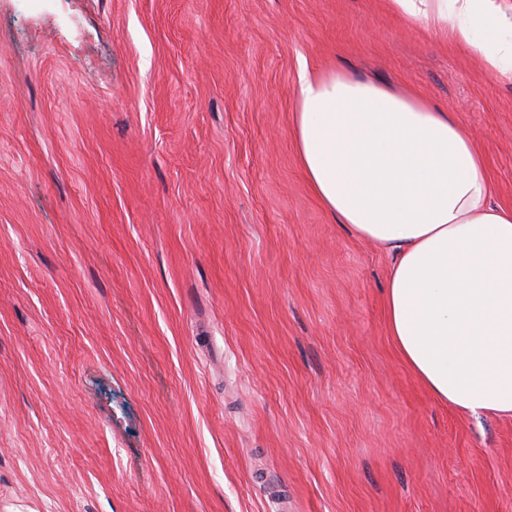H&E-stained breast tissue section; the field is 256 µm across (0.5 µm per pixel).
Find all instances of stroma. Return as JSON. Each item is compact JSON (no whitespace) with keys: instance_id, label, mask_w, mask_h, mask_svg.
Masks as SVG:
<instances>
[{"instance_id":"1","label":"stroma","mask_w":512,"mask_h":512,"mask_svg":"<svg viewBox=\"0 0 512 512\" xmlns=\"http://www.w3.org/2000/svg\"><path fill=\"white\" fill-rule=\"evenodd\" d=\"M414 93L512 209V82L386 0H0V512H512L391 263L300 168L301 70Z\"/></svg>"}]
</instances>
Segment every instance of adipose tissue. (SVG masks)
<instances>
[{
	"label": "adipose tissue",
	"instance_id": "adipose-tissue-1",
	"mask_svg": "<svg viewBox=\"0 0 512 512\" xmlns=\"http://www.w3.org/2000/svg\"><path fill=\"white\" fill-rule=\"evenodd\" d=\"M412 27L512 80V14L497 0H389ZM294 137L328 212L392 257L388 333L437 400L512 416V210L484 155L425 100L341 71H301Z\"/></svg>",
	"mask_w": 512,
	"mask_h": 512
}]
</instances>
